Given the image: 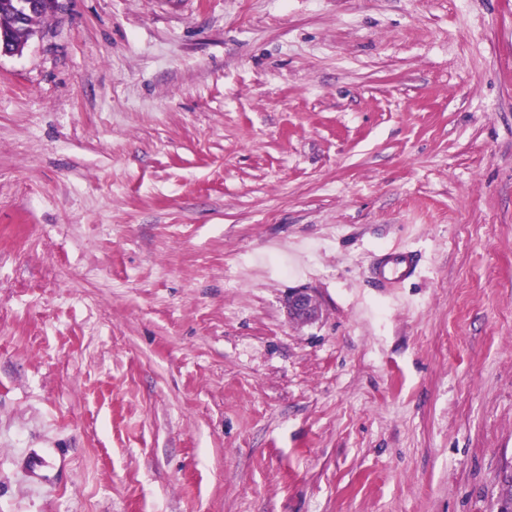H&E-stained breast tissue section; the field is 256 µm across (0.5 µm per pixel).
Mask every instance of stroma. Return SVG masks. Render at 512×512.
Masks as SVG:
<instances>
[{
    "mask_svg": "<svg viewBox=\"0 0 512 512\" xmlns=\"http://www.w3.org/2000/svg\"><path fill=\"white\" fill-rule=\"evenodd\" d=\"M510 467L512 0H59L0 57V512H496ZM415 258L411 252L390 251L383 253L377 265V274L382 283L404 282L416 274ZM285 305L288 317L295 322H310L319 316V304L308 289L291 291Z\"/></svg>",
    "mask_w": 512,
    "mask_h": 512,
    "instance_id": "35a3bbf8",
    "label": "stroma"
}]
</instances>
